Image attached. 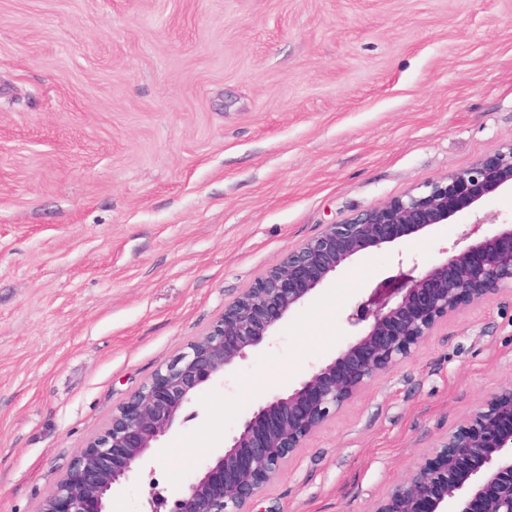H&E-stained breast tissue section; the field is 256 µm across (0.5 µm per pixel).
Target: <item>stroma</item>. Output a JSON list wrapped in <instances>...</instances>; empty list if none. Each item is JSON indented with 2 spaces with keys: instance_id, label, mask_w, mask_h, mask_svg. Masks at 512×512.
Instances as JSON below:
<instances>
[{
  "instance_id": "obj_1",
  "label": "stroma",
  "mask_w": 512,
  "mask_h": 512,
  "mask_svg": "<svg viewBox=\"0 0 512 512\" xmlns=\"http://www.w3.org/2000/svg\"><path fill=\"white\" fill-rule=\"evenodd\" d=\"M512 143V0H0V512L283 253ZM512 223V189L350 258L187 403L110 496L151 512L365 326L400 256ZM512 383V290L441 322L252 512H371Z\"/></svg>"
}]
</instances>
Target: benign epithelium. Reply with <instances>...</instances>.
Instances as JSON below:
<instances>
[{"label":"benign epithelium","mask_w":512,"mask_h":512,"mask_svg":"<svg viewBox=\"0 0 512 512\" xmlns=\"http://www.w3.org/2000/svg\"><path fill=\"white\" fill-rule=\"evenodd\" d=\"M505 185L512 144L474 166L431 181L339 223L285 252L197 340L112 412L74 456L40 512H106V498L173 427L199 388L246 358L291 310L355 254L445 224ZM446 255L417 260L368 312V330L299 387L246 419L224 453L174 496L168 512H246L289 454L372 380L412 356L437 324L472 303L512 289V224H466ZM373 512H512V383L468 414L432 452L392 485Z\"/></svg>","instance_id":"benign-epithelium-1"}]
</instances>
